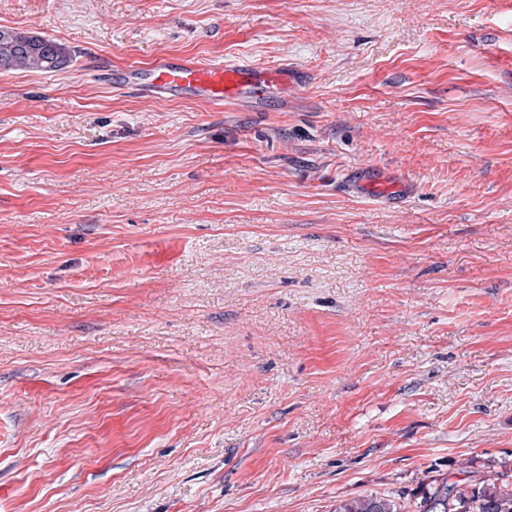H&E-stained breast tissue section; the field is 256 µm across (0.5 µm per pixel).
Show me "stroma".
Wrapping results in <instances>:
<instances>
[{
  "mask_svg": "<svg viewBox=\"0 0 512 512\" xmlns=\"http://www.w3.org/2000/svg\"><path fill=\"white\" fill-rule=\"evenodd\" d=\"M0 512H336L512 461V0H0ZM177 54L303 83L113 91ZM383 168L391 208L353 193ZM66 48L51 38L0 28V70L54 72L69 65Z\"/></svg>",
  "mask_w": 512,
  "mask_h": 512,
  "instance_id": "obj_1",
  "label": "stroma"
}]
</instances>
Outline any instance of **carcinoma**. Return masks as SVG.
I'll return each mask as SVG.
<instances>
[{"mask_svg":"<svg viewBox=\"0 0 512 512\" xmlns=\"http://www.w3.org/2000/svg\"><path fill=\"white\" fill-rule=\"evenodd\" d=\"M66 48L51 38L0 28V70L54 72L69 65ZM488 475L471 471L466 481L435 479L413 501L412 512H512V463H498ZM392 495H371L340 504L336 512H406Z\"/></svg>","mask_w":512,"mask_h":512,"instance_id":"cac0c4a2","label":"carcinoma"}]
</instances>
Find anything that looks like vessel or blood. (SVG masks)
Returning a JSON list of instances; mask_svg holds the SVG:
<instances>
[{
  "label": "vessel or blood",
  "instance_id": "obj_1",
  "mask_svg": "<svg viewBox=\"0 0 512 512\" xmlns=\"http://www.w3.org/2000/svg\"><path fill=\"white\" fill-rule=\"evenodd\" d=\"M117 90H134L166 100L189 99L220 110L243 101L262 104L272 90L295 79L291 69L272 70L253 64H211L163 54L145 64L105 67Z\"/></svg>",
  "mask_w": 512,
  "mask_h": 512
}]
</instances>
